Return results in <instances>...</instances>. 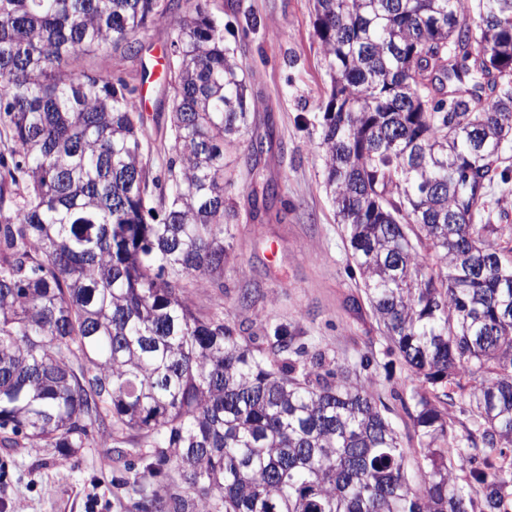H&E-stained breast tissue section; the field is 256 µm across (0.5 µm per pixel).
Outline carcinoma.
<instances>
[{
  "instance_id": "carcinoma-1",
  "label": "carcinoma",
  "mask_w": 512,
  "mask_h": 512,
  "mask_svg": "<svg viewBox=\"0 0 512 512\" xmlns=\"http://www.w3.org/2000/svg\"><path fill=\"white\" fill-rule=\"evenodd\" d=\"M0 0V446L62 459L144 440L125 512H501L512 498V239L485 218L512 145V0H314L325 188L387 351L393 409L265 329L199 313L224 287V150L250 100L208 0ZM482 49L472 45L471 15ZM169 17V125L81 64ZM445 96L450 112L430 111ZM78 360L73 366L72 360ZM476 384L467 386L466 379ZM468 392L473 428L448 412ZM172 465L192 491L161 492Z\"/></svg>"
}]
</instances>
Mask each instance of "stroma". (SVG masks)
Wrapping results in <instances>:
<instances>
[{"instance_id": "stroma-1", "label": "stroma", "mask_w": 512, "mask_h": 512, "mask_svg": "<svg viewBox=\"0 0 512 512\" xmlns=\"http://www.w3.org/2000/svg\"><path fill=\"white\" fill-rule=\"evenodd\" d=\"M224 22V46L242 63L253 106L240 148L229 152L226 196L235 215L224 285L188 288L201 312L223 311L226 318L261 332L270 323L294 329L308 351L326 354L343 369L369 355L360 380L369 391L409 393L411 372L386 352L382 331L368 313L352 310L361 279L349 259V242L324 187V165L317 147L319 122L329 97L330 77L314 33L313 0H209ZM173 36L155 21L137 39L140 57L125 58L103 48L97 67L138 83L153 50ZM261 137L266 152L257 167L245 158V145ZM271 181L280 194L275 218L253 219L249 195ZM248 304H241L242 296ZM100 438L68 462L50 448L0 447V512H122L123 493L112 485L117 470L138 462L135 442Z\"/></svg>"}]
</instances>
